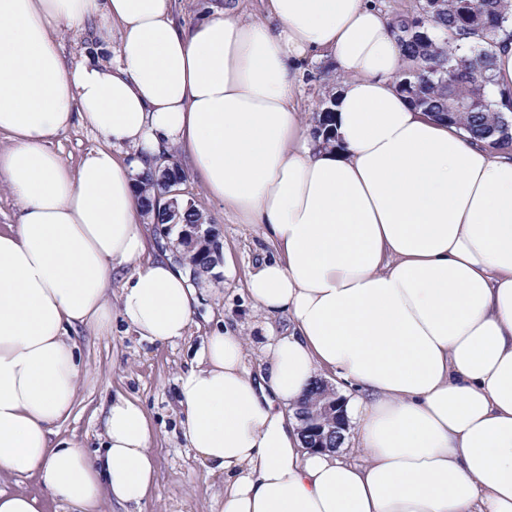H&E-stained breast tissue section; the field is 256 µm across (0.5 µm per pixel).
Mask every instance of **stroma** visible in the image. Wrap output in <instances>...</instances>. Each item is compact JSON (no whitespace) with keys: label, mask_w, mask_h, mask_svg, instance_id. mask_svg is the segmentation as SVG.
<instances>
[{"label":"stroma","mask_w":512,"mask_h":512,"mask_svg":"<svg viewBox=\"0 0 512 512\" xmlns=\"http://www.w3.org/2000/svg\"><path fill=\"white\" fill-rule=\"evenodd\" d=\"M308 70L301 105L303 120L311 125L322 99L331 96L340 77L325 62L311 63ZM183 189L186 199L195 203L217 231L232 273L219 268L200 280L201 305L183 340H142L118 318L112 322L111 335L98 336L85 329L77 332L83 374L77 406L62 427L64 436L92 449L99 445L100 409L104 403L118 394L142 403L154 431L152 450L157 468L155 484L142 512H220L224 475L207 470L194 450L187 448L175 401V383L190 368L207 336L226 327L242 337L247 364L258 369L265 318L248 296L245 281L254 262L275 255L258 225L238 223L222 204L207 195L195 177H188Z\"/></svg>","instance_id":"35a3bbf8"}]
</instances>
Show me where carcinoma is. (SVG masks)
I'll return each instance as SVG.
<instances>
[{
	"instance_id": "1",
	"label": "carcinoma",
	"mask_w": 512,
	"mask_h": 512,
	"mask_svg": "<svg viewBox=\"0 0 512 512\" xmlns=\"http://www.w3.org/2000/svg\"><path fill=\"white\" fill-rule=\"evenodd\" d=\"M405 57L412 65L397 75V83L417 108L439 121L458 125L471 137L497 141L512 150V94L500 92L511 104L498 109L490 91L499 33L512 25V6L507 0H424L411 14L394 19ZM451 34L457 43L441 46L440 34ZM334 99L324 103L316 131L331 138ZM141 206L154 223L169 224V208L156 207L168 186L159 171L139 176Z\"/></svg>"
}]
</instances>
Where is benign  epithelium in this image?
I'll return each mask as SVG.
<instances>
[{"label": "benign epithelium", "instance_id": "1", "mask_svg": "<svg viewBox=\"0 0 512 512\" xmlns=\"http://www.w3.org/2000/svg\"><path fill=\"white\" fill-rule=\"evenodd\" d=\"M167 185L173 187L169 192L170 218L178 222L180 218L178 197L184 194L182 181L170 179ZM182 235L188 240L203 239L207 249L201 254V262L206 268H212L222 256V245L218 241L214 228L210 224H187ZM317 392L308 396L298 407L297 415L302 423V438L309 448L334 450L343 439L342 432L347 430V420L343 414L340 398L333 400L329 396L336 394L334 388L323 379L316 381Z\"/></svg>", "mask_w": 512, "mask_h": 512}]
</instances>
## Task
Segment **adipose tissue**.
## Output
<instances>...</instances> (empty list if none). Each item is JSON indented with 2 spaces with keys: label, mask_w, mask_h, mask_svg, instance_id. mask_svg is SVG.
<instances>
[{
  "label": "adipose tissue",
  "mask_w": 512,
  "mask_h": 512,
  "mask_svg": "<svg viewBox=\"0 0 512 512\" xmlns=\"http://www.w3.org/2000/svg\"><path fill=\"white\" fill-rule=\"evenodd\" d=\"M234 0L194 25L174 0H0V478L36 476L64 512H141L155 483L143 406L114 397L101 445L62 439L81 375L74 330L112 316L184 339L188 267L147 258L138 177L182 153L207 194L277 252L248 273L284 316L259 370L232 333L177 378L183 436L224 473L221 512H512V154L411 104L374 0ZM88 33L66 64L57 34ZM331 61L335 139L305 125L309 63ZM103 141L71 166L75 122ZM124 282L112 294L116 276ZM333 375L348 433L306 448L295 415Z\"/></svg>",
  "instance_id": "adipose-tissue-1"
}]
</instances>
